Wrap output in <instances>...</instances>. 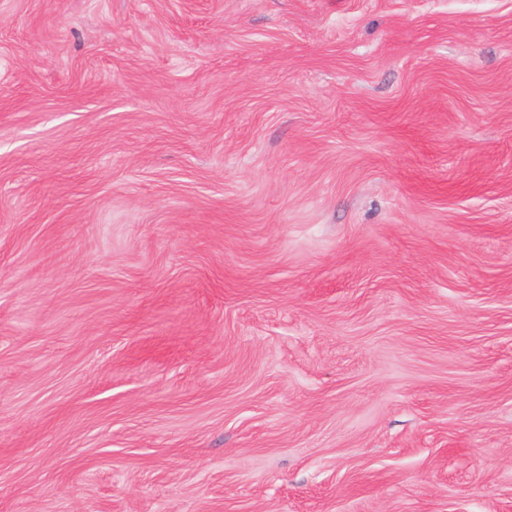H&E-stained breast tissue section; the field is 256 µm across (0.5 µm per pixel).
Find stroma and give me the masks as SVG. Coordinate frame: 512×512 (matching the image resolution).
<instances>
[{"instance_id":"1","label":"stroma","mask_w":512,"mask_h":512,"mask_svg":"<svg viewBox=\"0 0 512 512\" xmlns=\"http://www.w3.org/2000/svg\"><path fill=\"white\" fill-rule=\"evenodd\" d=\"M0 512H512V0H0Z\"/></svg>"}]
</instances>
